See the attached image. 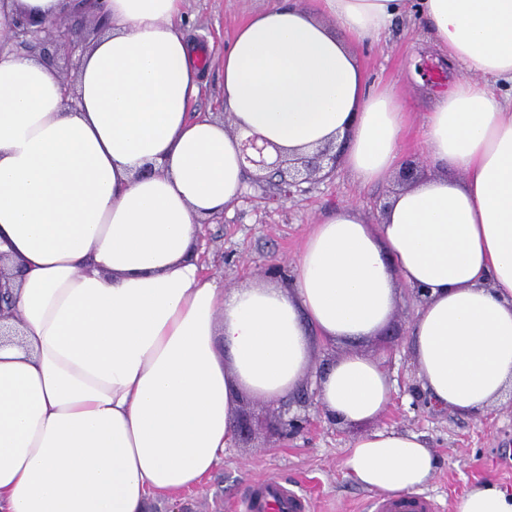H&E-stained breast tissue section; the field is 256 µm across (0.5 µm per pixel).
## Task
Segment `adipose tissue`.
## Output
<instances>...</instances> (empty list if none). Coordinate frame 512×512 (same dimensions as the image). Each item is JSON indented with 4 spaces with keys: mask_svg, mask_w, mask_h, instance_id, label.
<instances>
[{
    "mask_svg": "<svg viewBox=\"0 0 512 512\" xmlns=\"http://www.w3.org/2000/svg\"><path fill=\"white\" fill-rule=\"evenodd\" d=\"M415 5L464 69L420 129L436 175L375 222L351 207L315 224L284 286L224 289L194 254L203 222L246 188V139L269 157L344 139L359 184L389 181L410 110L368 88L353 45ZM103 11L67 104L55 70L0 45V255L15 335L0 336V512H143L216 467L239 393L291 395L326 341L372 336L396 286L422 289L413 355L430 399L481 414L512 388V0H271L224 50L231 127L191 107L201 89L183 0H0V32L27 15ZM392 386L350 351L319 383L323 410L375 419ZM356 484L413 493L436 460L378 429L343 461ZM453 512H512V491L472 486Z\"/></svg>",
    "mask_w": 512,
    "mask_h": 512,
    "instance_id": "ef3b65f1",
    "label": "adipose tissue"
}]
</instances>
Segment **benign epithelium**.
<instances>
[{
	"label": "benign epithelium",
	"instance_id": "7a95c632",
	"mask_svg": "<svg viewBox=\"0 0 512 512\" xmlns=\"http://www.w3.org/2000/svg\"><path fill=\"white\" fill-rule=\"evenodd\" d=\"M5 42L24 47L32 54H43L50 43L76 49L82 39L79 29L64 19L34 29L30 21L20 17L5 35ZM242 153L249 165L263 171V174L255 176V183L272 189L270 198L282 201L293 198L301 191L302 184H314L335 173L341 150L324 145L310 154L288 159L279 157L270 162L265 156V146L258 145L253 138L243 142Z\"/></svg>",
	"mask_w": 512,
	"mask_h": 512
}]
</instances>
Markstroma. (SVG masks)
<instances>
[{"label": "stroma", "instance_id": "1", "mask_svg": "<svg viewBox=\"0 0 512 512\" xmlns=\"http://www.w3.org/2000/svg\"><path fill=\"white\" fill-rule=\"evenodd\" d=\"M267 3L183 0L189 23L185 34L209 54L195 111L222 118L224 49L238 26ZM357 53L370 83L395 85L410 98L413 112L404 158L414 161L419 171L434 173L421 151L418 129L436 90L458 77L457 68L430 45L421 25L408 18L395 22L378 42L358 47ZM394 189L391 183L360 186L341 168L309 192L280 204L266 202L260 188L250 189L223 216L205 225L200 246L203 271L228 288L269 283L267 266L276 264L291 271L313 224L348 205L357 206L365 217H376ZM417 311L411 290L399 287L393 316L378 334L353 342L315 341L309 374L288 400L241 393L235 414L249 424V436H234L215 469L198 486L171 499L150 497L146 512H233L253 485L268 478L308 495L312 512H368L374 494L346 476L343 459L353 441L376 426L412 432L428 442L437 467L424 492L442 512H452L456 498L474 482L492 480L512 488L511 392L477 416L442 407L411 409V391L422 386L411 352ZM352 350L385 356L396 388L395 401L372 423L329 422L311 387V374ZM285 411L310 417L312 426L297 436H280L277 428Z\"/></svg>", "mask_w": 512, "mask_h": 512}]
</instances>
